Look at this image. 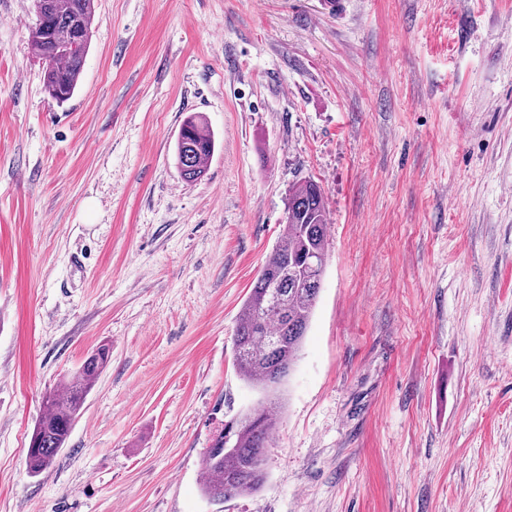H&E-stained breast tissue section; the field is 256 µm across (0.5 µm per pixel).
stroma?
<instances>
[{
    "label": "stroma",
    "mask_w": 512,
    "mask_h": 512,
    "mask_svg": "<svg viewBox=\"0 0 512 512\" xmlns=\"http://www.w3.org/2000/svg\"><path fill=\"white\" fill-rule=\"evenodd\" d=\"M95 0L57 104L0 0V512H512V0ZM199 112L218 147L174 159ZM322 288L256 493L199 489L263 391L243 302L297 181ZM54 463L44 394L98 346ZM216 150V140L208 123L191 113L181 124L175 143V155L181 177L187 182L201 180Z\"/></svg>",
    "instance_id": "1"
}]
</instances>
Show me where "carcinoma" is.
Returning <instances> with one entry per match:
<instances>
[{"label":"carcinoma","mask_w":512,"mask_h":512,"mask_svg":"<svg viewBox=\"0 0 512 512\" xmlns=\"http://www.w3.org/2000/svg\"><path fill=\"white\" fill-rule=\"evenodd\" d=\"M37 23L29 40L44 61L43 87L56 102L78 89L94 22V0H34ZM216 150L213 131L192 113L181 124L175 155L181 177L202 179ZM327 209L322 187L308 179L288 190L283 230L238 317L233 338L239 376L265 392H275L297 359L320 288L328 256ZM109 348L99 347L77 375L49 392L27 450V470L35 477L64 447L93 383L107 364ZM281 415L268 399L225 425L203 460L202 493L224 502L260 489L266 479L265 454Z\"/></svg>","instance_id":"cac0c4a2"}]
</instances>
